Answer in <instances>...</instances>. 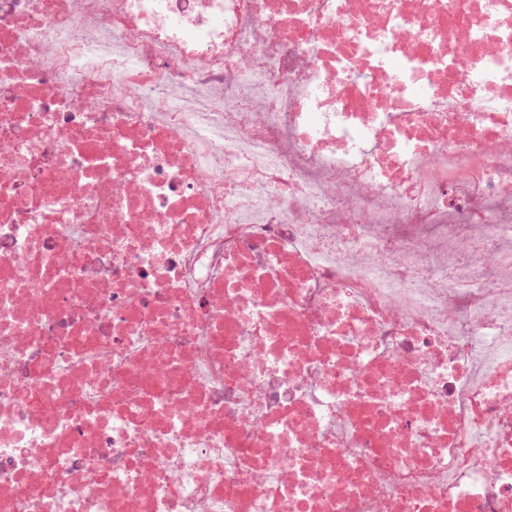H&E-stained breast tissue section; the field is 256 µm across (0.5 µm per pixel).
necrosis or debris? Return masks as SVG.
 Wrapping results in <instances>:
<instances>
[{"instance_id": "necrosis-or-debris-1", "label": "necrosis or debris", "mask_w": 512, "mask_h": 512, "mask_svg": "<svg viewBox=\"0 0 512 512\" xmlns=\"http://www.w3.org/2000/svg\"><path fill=\"white\" fill-rule=\"evenodd\" d=\"M0 512H512V0H0Z\"/></svg>"}]
</instances>
